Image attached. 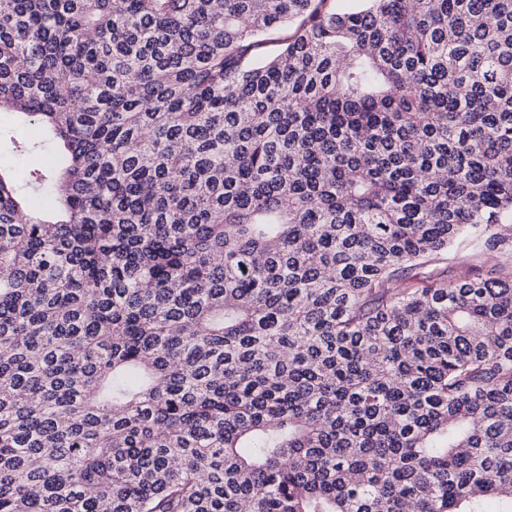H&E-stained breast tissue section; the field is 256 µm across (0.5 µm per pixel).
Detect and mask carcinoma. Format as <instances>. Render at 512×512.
<instances>
[{"mask_svg":"<svg viewBox=\"0 0 512 512\" xmlns=\"http://www.w3.org/2000/svg\"><path fill=\"white\" fill-rule=\"evenodd\" d=\"M1 115L0 512H512V0H0ZM0 163L2 169L13 171L18 177V186L23 192L26 191L24 176L27 168V160L24 155L12 150V146L7 139H2L0 145ZM447 271L448 280H455L460 274L471 270L474 277L482 279L497 278L508 269L494 266L480 251L467 239L458 240L448 251V261L440 264Z\"/></svg>","mask_w":512,"mask_h":512,"instance_id":"1","label":"carcinoma"}]
</instances>
